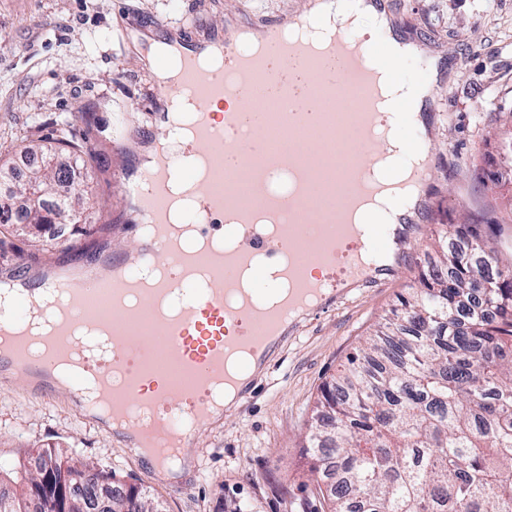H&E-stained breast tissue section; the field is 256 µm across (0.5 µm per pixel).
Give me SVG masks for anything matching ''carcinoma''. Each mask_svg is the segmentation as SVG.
<instances>
[{
    "label": "carcinoma",
    "mask_w": 512,
    "mask_h": 512,
    "mask_svg": "<svg viewBox=\"0 0 512 512\" xmlns=\"http://www.w3.org/2000/svg\"><path fill=\"white\" fill-rule=\"evenodd\" d=\"M60 158L26 179L0 165V225L77 224L88 185L69 189L92 148L61 129L28 146ZM440 262L424 267L409 297L350 356L318 400L306 438L328 512H512V257L474 224L437 231ZM494 271L478 308L476 274ZM58 482L80 470L86 491L117 499L118 512H162L159 500L59 448L39 452L28 487L0 490V512H56L31 498L41 466Z\"/></svg>",
    "instance_id": "cac0c4a2"
}]
</instances>
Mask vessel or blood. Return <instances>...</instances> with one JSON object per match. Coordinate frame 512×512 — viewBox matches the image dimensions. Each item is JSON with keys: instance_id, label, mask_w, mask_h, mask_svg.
Returning a JSON list of instances; mask_svg holds the SVG:
<instances>
[{"instance_id": "b4317fda", "label": "vessel or blood", "mask_w": 512, "mask_h": 512, "mask_svg": "<svg viewBox=\"0 0 512 512\" xmlns=\"http://www.w3.org/2000/svg\"><path fill=\"white\" fill-rule=\"evenodd\" d=\"M314 2L306 0L303 8L284 10L270 20H228L223 32L200 38L179 28L174 39L181 48L180 67L202 89L191 134L194 162L177 161L157 129L128 128L115 144L121 152L130 143L150 142L154 162L123 184L141 234L134 247L110 258L112 295L107 310L96 315L111 328L115 350L133 357L136 368L123 387L113 385L110 369L101 370V389L114 414L125 415L132 397L143 408L157 410L153 426L138 430L149 446L144 455L149 470L167 467L170 452H183L206 422L204 404L188 405V396L217 382L232 389L237 402L252 397L249 369L266 367L273 348L296 328L299 316L330 305L336 295L335 273L357 286L383 284V273L367 274L362 255L342 265L336 259L340 244L359 231L358 225L346 223V215L364 210L370 196L385 191L384 185L363 175L384 150L374 135L379 74L415 92L414 101L393 104L388 118L409 134L403 168L420 192L416 203L399 202L397 222L409 232L432 221L425 189L433 166L424 157V144L443 68L432 61L421 40L401 32L390 0H334L335 27L325 45L284 38L289 22L311 13ZM356 11L372 21L371 38L347 25V17ZM217 51L223 52L235 76L231 85L214 80L202 64ZM267 53L279 58V69H265ZM228 97L250 100V111L221 116L210 111L211 102ZM228 126L237 131L230 139L224 134ZM175 176L194 199L186 219L199 237L230 241V249L202 255L181 246L169 232L170 211L158 196ZM257 201L278 221L279 238H271L268 224L255 222ZM391 235L390 225L373 224L365 240L375 252L384 253ZM288 250L297 256L291 265L284 261ZM144 252L159 264L176 267L184 280L206 279L207 289L184 296L178 315L158 314L155 304L173 283L139 280L136 260ZM271 266L292 288L278 304L265 305L261 298L271 288ZM245 269L250 279L244 285L239 274ZM96 270L90 262L83 274L43 280V287L63 290L68 300L55 314L52 356L73 352L70 325L92 287L87 276ZM12 279L19 292L10 311L0 314V337L11 338L19 354L26 346V324L37 308L30 301L27 264L14 262ZM131 288L140 301L135 312L126 309ZM232 290L237 297L230 302L226 295ZM232 354L242 358L240 369L233 371L225 367Z\"/></svg>"}]
</instances>
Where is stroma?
<instances>
[{
	"label": "stroma",
	"instance_id": "1",
	"mask_svg": "<svg viewBox=\"0 0 512 512\" xmlns=\"http://www.w3.org/2000/svg\"><path fill=\"white\" fill-rule=\"evenodd\" d=\"M302 0H0V163L21 168L27 141L51 138L69 120L88 135L93 151L96 213L84 230L46 231L0 238V257L24 256L33 278L46 268L75 273L80 259L130 246L113 235L125 212L116 171L133 170L139 153L112 149L129 124L149 127L155 74L129 35L130 20L164 34L177 24L218 29L230 11L275 15ZM404 30L420 37L447 63L434 103L427 151L434 168L431 195L436 224H492L495 246L512 254V173L493 180L496 139L512 130V0H391ZM459 68H452L454 60ZM433 227L412 231L409 261L392 268L384 285L346 289L333 307L307 317L275 351L245 407L225 411L201 430L191 450L193 468L181 485L147 472L120 437L90 423L67 391L40 399L23 379L0 381V464L13 470L36 449L63 448L143 487L167 512H321L322 497L309 472L306 434L322 391L349 356L397 307L419 266L436 261Z\"/></svg>",
	"mask_w": 512,
	"mask_h": 512
}]
</instances>
